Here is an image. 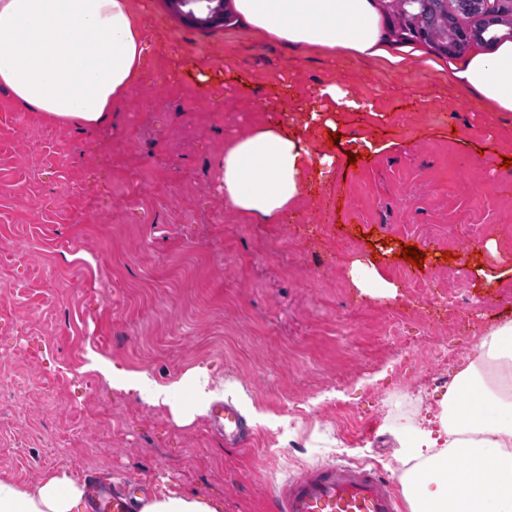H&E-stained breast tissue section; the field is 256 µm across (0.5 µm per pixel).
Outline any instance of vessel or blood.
I'll return each instance as SVG.
<instances>
[{
  "instance_id": "vessel-or-blood-1",
  "label": "vessel or blood",
  "mask_w": 512,
  "mask_h": 512,
  "mask_svg": "<svg viewBox=\"0 0 512 512\" xmlns=\"http://www.w3.org/2000/svg\"><path fill=\"white\" fill-rule=\"evenodd\" d=\"M209 421L220 427L226 440L246 445V431L239 411L218 402ZM146 486L136 479L113 489L89 480L87 493L94 512H131L137 493ZM276 512H402L390 480L376 469L351 463L318 464L273 486Z\"/></svg>"
}]
</instances>
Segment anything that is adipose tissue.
<instances>
[{"mask_svg":"<svg viewBox=\"0 0 512 512\" xmlns=\"http://www.w3.org/2000/svg\"><path fill=\"white\" fill-rule=\"evenodd\" d=\"M252 26L293 49H317L398 63L372 0H236ZM146 42L129 0H0V88L41 118L101 126L133 87ZM448 83L490 111L512 112V42L449 65ZM336 82L322 83L316 103L287 122L272 121L228 139L218 163L225 203L246 219L276 220L293 208L314 168L334 155L316 153L308 134L335 128L336 115L357 108ZM181 386L200 405L172 400L173 389L135 376L127 389L168 407L186 424L213 397L206 369L188 371ZM396 457L409 512H512V320L480 338L475 359L453 380L433 420L403 431ZM84 483L62 470L31 489L0 475V512H86ZM141 512H222L219 502L162 488Z\"/></svg>","mask_w":512,"mask_h":512,"instance_id":"ef3b65f1","label":"adipose tissue"}]
</instances>
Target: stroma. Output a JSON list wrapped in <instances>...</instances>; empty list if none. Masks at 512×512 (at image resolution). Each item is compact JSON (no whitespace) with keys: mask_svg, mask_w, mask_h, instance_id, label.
Returning <instances> with one entry per match:
<instances>
[{"mask_svg":"<svg viewBox=\"0 0 512 512\" xmlns=\"http://www.w3.org/2000/svg\"><path fill=\"white\" fill-rule=\"evenodd\" d=\"M373 2L393 48L420 57L291 50L235 0L210 28L131 0L145 63L104 126L45 122L0 89V474L28 488L57 470L138 478L224 512H274L269 485L321 463L397 479L400 424L431 419L444 393L437 352L471 354L512 319V112L449 92L433 67L448 55L399 0ZM327 80L362 104L339 115L337 142L309 136L332 172L277 221L244 219L217 190L226 140ZM359 260L395 295L355 287ZM106 363L175 385L185 406L197 398L180 379L207 369L250 447L205 415L176 424Z\"/></svg>","mask_w":512,"mask_h":512,"instance_id":"1","label":"stroma"}]
</instances>
